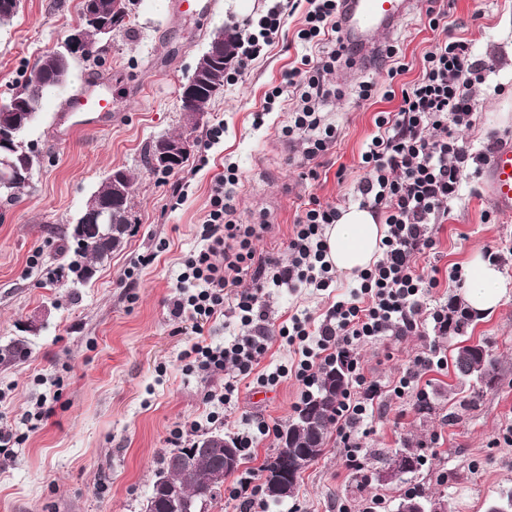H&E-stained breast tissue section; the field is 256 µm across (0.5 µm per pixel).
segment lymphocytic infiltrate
<instances>
[{
	"instance_id": "obj_1",
	"label": "lymphocytic infiltrate",
	"mask_w": 512,
	"mask_h": 512,
	"mask_svg": "<svg viewBox=\"0 0 512 512\" xmlns=\"http://www.w3.org/2000/svg\"><path fill=\"white\" fill-rule=\"evenodd\" d=\"M340 6V0H274L259 18L234 25L240 33L234 70L240 73L267 53L287 17L303 11L296 37L305 52L267 93L253 125H264L277 100L288 101L292 117L281 133L302 143L300 164L312 177L317 174L316 160L337 136L336 126L326 121L322 110L338 94L328 76L345 57ZM492 69L466 41L451 36L425 55L416 81L386 90L385 99L398 106L396 111L377 113L376 131L360 156L367 174L351 195L352 203L382 217L387 227L383 256L359 273L348 293L338 294L320 320L295 314L279 329H271L261 293L270 286L336 291V275L325 259L324 232L338 221L340 207L309 197L288 241L289 261L272 255L256 258L257 226L234 218L232 201L241 175L236 166L225 167L213 187L202 230L206 246L185 260L182 285L172 301L173 315L190 318L198 336L218 314L230 313L240 322L242 332L231 343L213 346L198 340L184 354L190 369L199 374L228 372L224 389L217 394L219 402L230 401L237 382L253 373L272 334L296 347L299 359L289 373L302 394H309L322 368L345 359L351 384L336 407V442L346 466L360 464L357 428L373 414L377 387L368 382L356 350L383 336L414 331L422 298L439 285V267L418 269L413 258L433 248L428 226L447 215L449 200L458 195L467 176L471 153L458 131L472 125L473 82ZM246 276L254 287L243 291L239 284ZM229 288L236 294L228 308L224 296Z\"/></svg>"
}]
</instances>
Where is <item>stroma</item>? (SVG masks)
Here are the masks:
<instances>
[{"mask_svg": "<svg viewBox=\"0 0 512 512\" xmlns=\"http://www.w3.org/2000/svg\"><path fill=\"white\" fill-rule=\"evenodd\" d=\"M81 0H22L10 23L0 26V104L18 90L37 59L57 49L80 19ZM177 0H138L125 31L106 43L98 60L73 62L67 83L44 100L26 131V146L40 166L29 188L12 202L0 200V351L23 342L21 356L0 363V429L20 435L10 451L0 450V512H142L160 460L171 448L173 430L188 425L185 441L211 432L234 435L256 417L289 422L301 405L295 378L260 386L258 375L292 366L299 358L285 339L274 338L255 369L239 381L226 404L223 423L207 419V399L223 387V374L188 371L184 352L199 336L187 317H175L182 262L198 252L200 227L210 210L211 189L227 164L242 173L234 205L243 224L266 222L254 242L257 256L288 260V239L309 196L340 204L365 174L360 154L374 132V117L396 101L361 100L356 86L340 85L327 108L339 129L322 159L318 179L304 177L281 135L288 103L275 104L262 128L252 125L271 87L304 47L296 32L301 14L287 20L277 43L237 79L225 81L192 136L188 161L169 174L148 172L146 148L156 139L183 132L179 88L190 76L219 28L266 9V0H214L204 13L185 14ZM444 25L430 29L425 6L400 20L389 36L400 47L414 81L423 56L447 35L466 40L474 52L495 61V70L475 83L477 103L470 128L459 136L478 147L489 132L512 134V0H438ZM103 78L101 90L116 101L109 129L59 138L55 115L86 77ZM224 138L205 148L215 122ZM133 177L134 224L122 249L99 265L93 279L71 283L68 258L59 245L91 195L112 169ZM182 182L183 196L172 191ZM433 250L416 255L418 267L442 269L440 285L425 296L414 332L384 336L358 347L365 374L380 395L375 414L360 436L364 468L343 464L335 440L302 472L294 497L268 512H364L372 498L382 512H396L401 494L418 488L443 500L447 512H485L488 503L512 488V289L492 311L481 314L465 336L440 335L431 314L461 290L452 278L474 253L493 251L512 286V217L497 213L482 189L481 176L467 180L448 204L447 216L429 225ZM277 325L294 314L319 316L326 293L304 288L268 289L265 296ZM480 342L499 358L495 387L474 392L452 369L422 373L418 385L434 404L420 411L414 395H398L397 381L413 369L416 356L440 348L443 358L461 339ZM266 389L256 403L252 394ZM44 415L37 426L24 416L37 399ZM439 437L435 455L405 481L378 484L373 454Z\"/></svg>", "mask_w": 512, "mask_h": 512, "instance_id": "obj_1", "label": "stroma"}]
</instances>
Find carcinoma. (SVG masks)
<instances>
[{
  "instance_id": "obj_1",
  "label": "carcinoma",
  "mask_w": 512,
  "mask_h": 512,
  "mask_svg": "<svg viewBox=\"0 0 512 512\" xmlns=\"http://www.w3.org/2000/svg\"><path fill=\"white\" fill-rule=\"evenodd\" d=\"M103 50L104 45L97 29L87 27L79 58L83 61L97 59ZM73 61V57L60 55L55 51L42 55L31 67L20 86L16 111L38 113L43 97L65 84ZM23 133L22 129L14 132L17 150L12 155V160L17 168H27L33 175L36 172V159L26 149L22 140ZM124 207L125 204L122 202L114 204L112 224L103 230V235L91 234L86 245H77L74 250L75 259L68 264L70 272L79 271L87 277L90 276L96 271L97 265L123 243L129 229V225L123 223ZM478 319L479 316L467 305L459 304V317L451 327L452 334L464 335ZM452 366L455 374L463 380H473L482 387H491L498 383L499 361L482 344L455 347L452 353ZM350 380V373L346 372L343 360L340 359L326 367L320 373L315 392L308 395L301 406V410L310 409L316 414L319 428L315 429L301 423L296 417L289 421L284 429V433L288 434L291 440V445L307 449L312 461L325 450L330 427L334 424L336 404L348 389ZM203 443L204 439L201 438L188 447L171 450L162 457L159 470L169 473L172 485L179 487L184 495L196 497L200 503L205 504L215 500L220 494L227 474L224 473V459H217L200 451ZM395 453L402 455L404 461L400 476L414 475L422 470V455L417 449L407 446L395 450Z\"/></svg>"
}]
</instances>
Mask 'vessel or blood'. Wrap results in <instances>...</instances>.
<instances>
[{
    "instance_id": "1",
    "label": "vessel or blood",
    "mask_w": 512,
    "mask_h": 512,
    "mask_svg": "<svg viewBox=\"0 0 512 512\" xmlns=\"http://www.w3.org/2000/svg\"><path fill=\"white\" fill-rule=\"evenodd\" d=\"M416 0H343L341 25L349 52V69L358 71L384 48L370 41L377 30L390 29L394 22L409 14ZM114 103L101 93L97 83L82 86L80 92L63 104L60 120L64 135L80 131L102 132L112 124ZM483 188L504 215L512 214V138L503 139L489 155L483 170Z\"/></svg>"
}]
</instances>
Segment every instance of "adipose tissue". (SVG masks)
<instances>
[{"instance_id":"obj_1","label":"adipose tissue","mask_w":512,"mask_h":512,"mask_svg":"<svg viewBox=\"0 0 512 512\" xmlns=\"http://www.w3.org/2000/svg\"><path fill=\"white\" fill-rule=\"evenodd\" d=\"M384 236V225L378 224L369 210L349 208L325 230L326 259L338 272L357 275L373 263ZM506 294L501 272L482 259H473L463 288L466 303L476 311L487 312Z\"/></svg>"}]
</instances>
